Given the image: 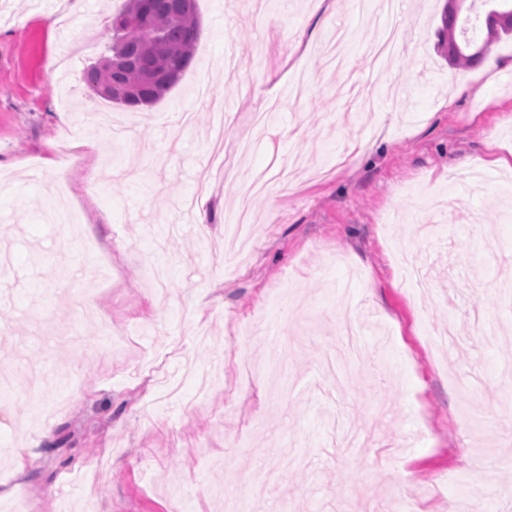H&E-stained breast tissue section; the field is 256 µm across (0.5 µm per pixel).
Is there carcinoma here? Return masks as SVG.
I'll return each mask as SVG.
<instances>
[{
  "mask_svg": "<svg viewBox=\"0 0 512 512\" xmlns=\"http://www.w3.org/2000/svg\"><path fill=\"white\" fill-rule=\"evenodd\" d=\"M110 55L84 74L89 90L116 106L143 109L162 101L192 65L200 35L197 0L188 8L178 0H127L112 17ZM508 35L481 28L480 37L462 36L460 15L444 11L441 38L448 61L463 68L483 62L473 47Z\"/></svg>",
  "mask_w": 512,
  "mask_h": 512,
  "instance_id": "1",
  "label": "carcinoma"
}]
</instances>
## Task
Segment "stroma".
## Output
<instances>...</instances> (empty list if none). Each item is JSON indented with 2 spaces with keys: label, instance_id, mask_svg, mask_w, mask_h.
Returning <instances> with one entry per match:
<instances>
[{
  "label": "stroma",
  "instance_id": "35a3bbf8",
  "mask_svg": "<svg viewBox=\"0 0 512 512\" xmlns=\"http://www.w3.org/2000/svg\"><path fill=\"white\" fill-rule=\"evenodd\" d=\"M444 4L197 0L194 65L122 111L84 71L124 0L55 30L0 0V483L36 438L34 512H222L283 453L258 512H512V37L452 67ZM99 106L128 122L112 157L78 123ZM297 157L294 195H242ZM69 207L67 243L41 211Z\"/></svg>",
  "mask_w": 512,
  "mask_h": 512
}]
</instances>
